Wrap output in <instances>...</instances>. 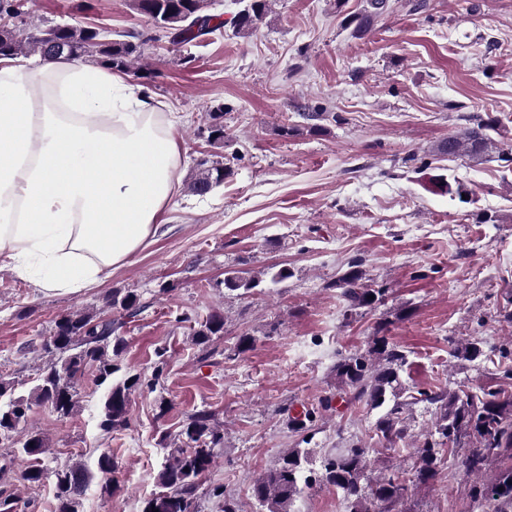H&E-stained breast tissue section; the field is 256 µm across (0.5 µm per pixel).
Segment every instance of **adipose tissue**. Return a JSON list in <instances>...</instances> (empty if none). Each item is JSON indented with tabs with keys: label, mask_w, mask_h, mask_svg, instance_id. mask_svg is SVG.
Segmentation results:
<instances>
[{
	"label": "adipose tissue",
	"mask_w": 512,
	"mask_h": 512,
	"mask_svg": "<svg viewBox=\"0 0 512 512\" xmlns=\"http://www.w3.org/2000/svg\"><path fill=\"white\" fill-rule=\"evenodd\" d=\"M47 81L52 104L19 108ZM176 124L110 67L0 58V267L76 292L124 264L176 192Z\"/></svg>",
	"instance_id": "obj_1"
}]
</instances>
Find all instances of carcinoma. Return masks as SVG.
Here are the masks:
<instances>
[{"instance_id": "1", "label": "carcinoma", "mask_w": 512, "mask_h": 512, "mask_svg": "<svg viewBox=\"0 0 512 512\" xmlns=\"http://www.w3.org/2000/svg\"><path fill=\"white\" fill-rule=\"evenodd\" d=\"M245 5L233 28L240 34L254 31L271 11L274 0H243ZM22 0H0V56L14 57L38 53L45 60H91L115 68H125L141 56V43L131 40L113 41L94 27L54 25L23 28L13 20L22 15ZM137 10L155 23L168 25L167 36L173 45L189 43L209 29L211 16L191 8V0H152L145 6L136 0ZM388 10V0H366V6L346 19L354 37L364 35L374 19ZM207 129L213 141L224 140V113L207 114ZM500 133L499 120L477 118L457 134L448 137L435 150L438 160L467 157L477 159L495 145L491 133ZM230 169L222 161L202 159L186 182V191L205 195L224 184ZM260 279L244 278L235 270L224 272V288L250 291ZM333 286L354 308L370 307L383 300L386 289L365 284L364 273L357 261L334 281ZM112 307L127 312L140 310L139 298L129 292L112 296ZM224 335V316L213 313L195 331V342L208 343L214 336ZM123 340L112 336V322L94 321L81 313H69L55 322L53 333L44 339L41 351L50 364L29 395H15L14 384L0 378V480L8 470V458L21 452L30 464L23 474L24 482L40 484L54 478L59 506L56 512H76L79 497L89 481L82 465L49 468L44 457L49 439L40 430L17 434L19 424L28 417L32 405L45 404L60 417H67L79 408L78 374L88 367L97 371L99 383H105L119 370L116 358L123 352ZM407 355L385 336H377L367 354L342 358L336 365V377L343 391L364 401L373 409L387 401L392 406L375 422L376 434L392 443L402 438L399 415L405 403L398 401L401 387L400 371ZM141 385L137 375L111 384L102 406L101 427H121L129 420L132 391ZM420 402L439 405L440 414L434 431L415 449L418 467L416 481L425 483L434 478L443 452L459 457V467L468 473L478 472L487 459L503 448H512V391L508 384L496 388L454 391L420 390ZM212 415L199 410L181 426L176 441L156 476L157 490L143 503L142 512H199L197 490L201 477L214 462V449L221 441L220 431L211 423ZM371 449L359 444L344 448L322 461V480L336 488L351 505V512H379L377 503L397 500L407 493L405 480L391 475L372 486L365 483L366 459ZM307 452L293 449L286 452L279 465L258 478L252 495L261 512H289L296 496L313 482L303 462Z\"/></svg>"}]
</instances>
